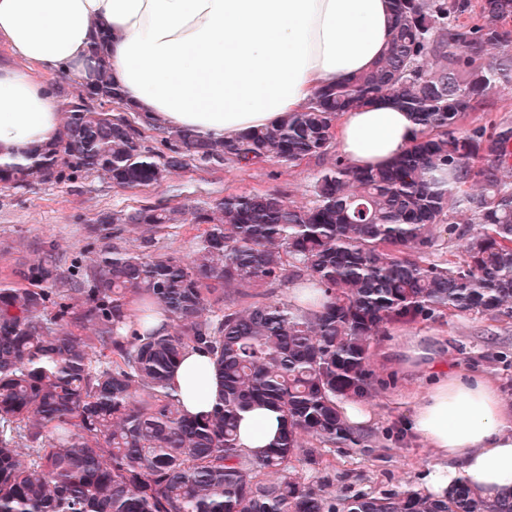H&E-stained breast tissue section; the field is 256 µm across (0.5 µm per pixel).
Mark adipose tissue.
Returning a JSON list of instances; mask_svg holds the SVG:
<instances>
[{"mask_svg":"<svg viewBox=\"0 0 512 512\" xmlns=\"http://www.w3.org/2000/svg\"><path fill=\"white\" fill-rule=\"evenodd\" d=\"M391 29L389 0H0V46L13 57L0 62V164L27 162L58 138L61 102L43 76L84 82L97 31L108 34L112 85L128 111L227 140L303 111L325 84L369 70ZM418 130L411 112L381 98L340 115L334 138L352 166L374 169ZM397 352L438 372L408 422L438 457L427 490L442 496L462 481L485 497L512 492V405L495 383L450 372L420 337ZM169 383L187 414L213 411L207 354L187 348ZM282 429L278 410L254 406L239 419L237 444L259 456Z\"/></svg>","mask_w":512,"mask_h":512,"instance_id":"obj_1","label":"adipose tissue"}]
</instances>
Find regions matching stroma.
I'll return each instance as SVG.
<instances>
[{
  "mask_svg": "<svg viewBox=\"0 0 512 512\" xmlns=\"http://www.w3.org/2000/svg\"><path fill=\"white\" fill-rule=\"evenodd\" d=\"M321 168V161L315 159L293 166L271 161L251 169L190 166L161 184L135 190L112 187L97 176L64 188L0 189V282L14 280L19 265L46 248H53L65 267L82 253L97 249L94 219L101 210L159 201L200 207L231 193L272 191L285 192L305 204L312 199ZM405 336L444 337L451 362L463 374L494 379L502 398L512 403V319L456 313L389 326L371 348L372 367L381 386L367 401L373 413L366 429L368 440L361 448L323 449L314 462L297 461V469L313 488H325L339 498L421 488L436 458L406 423L412 397L424 395L435 376L392 355V348Z\"/></svg>",
  "mask_w": 512,
  "mask_h": 512,
  "instance_id": "obj_1",
  "label": "stroma"
}]
</instances>
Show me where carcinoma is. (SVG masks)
<instances>
[{"label":"carcinoma","instance_id":"cac0c4a2","mask_svg":"<svg viewBox=\"0 0 512 512\" xmlns=\"http://www.w3.org/2000/svg\"><path fill=\"white\" fill-rule=\"evenodd\" d=\"M392 4L390 46L369 71L232 140L102 110L122 102L99 45L59 139L27 166L0 165V188L96 175L137 189L191 164L323 158L338 117L379 98L419 126L384 168L325 165L307 205L244 192L192 211L103 210L90 264L64 268L48 250L1 282L0 512H512L511 494L484 498L463 483L443 497L410 489L336 504L292 466L366 442L338 403L373 396L371 345L388 326L444 312L512 318V122L459 128L490 92L512 87V0ZM473 13L475 24L458 23ZM143 129L162 132L157 145ZM450 212L465 217L464 243L456 259L431 262ZM188 220L206 228L187 256L154 250L156 233ZM123 225L143 228L138 248L112 242ZM290 287L320 289L322 307L287 294L242 305L259 288ZM135 296L168 329L135 325ZM190 346L208 352L219 380L217 406L199 417L168 383ZM260 404L284 429L252 458L236 428Z\"/></svg>","mask_w":512,"mask_h":512}]
</instances>
